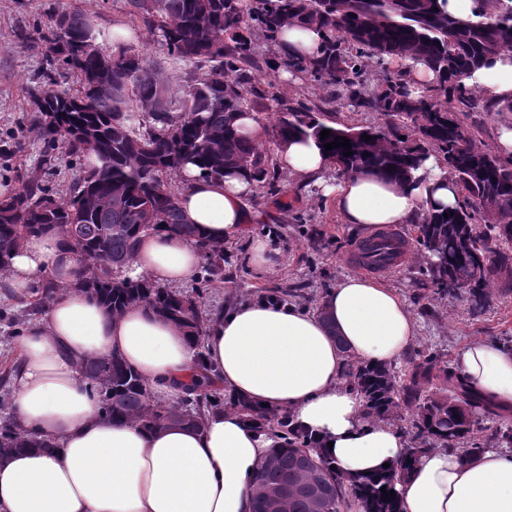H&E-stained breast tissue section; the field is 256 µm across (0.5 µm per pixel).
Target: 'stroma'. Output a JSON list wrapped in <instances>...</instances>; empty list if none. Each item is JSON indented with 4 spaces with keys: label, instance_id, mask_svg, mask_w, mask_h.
Wrapping results in <instances>:
<instances>
[{
    "label": "stroma",
    "instance_id": "1",
    "mask_svg": "<svg viewBox=\"0 0 512 512\" xmlns=\"http://www.w3.org/2000/svg\"><path fill=\"white\" fill-rule=\"evenodd\" d=\"M76 9L92 18L104 46H111L112 33L123 28L133 33L127 42L133 52L157 61L166 55L153 33L131 21L126 0H0V185L9 190H17L25 178L62 194L79 173L62 147L56 149L53 165L43 163V145L32 129L30 98L48 53L47 43L35 31V21ZM276 91L286 103L301 100L315 106L328 99L322 120L331 125L386 123L379 113L349 107L342 99L330 100L329 90L301 74L289 83H277ZM249 207L257 213L250 227L252 236L275 237L281 250L279 264L272 273L258 274L247 259V240L226 242L224 281L211 288L204 300L211 312L223 311L226 298L232 295L251 298L295 287L300 290L295 304L313 312L329 288L345 276L359 274L349 258L366 236L342 222L334 199L316 195L279 170L272 185L259 189ZM399 232L407 243L404 262L381 281L405 300L419 326V338L398 363L399 371H410L429 354L437 355L440 363L452 364L457 350L476 338L512 342V292L493 288L489 307L478 315L472 313L465 296L435 294L428 261L415 244L413 225H400Z\"/></svg>",
    "mask_w": 512,
    "mask_h": 512
}]
</instances>
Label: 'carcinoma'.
Returning a JSON list of instances; mask_svg holds the SVG:
<instances>
[{
  "label": "carcinoma",
  "mask_w": 512,
  "mask_h": 512,
  "mask_svg": "<svg viewBox=\"0 0 512 512\" xmlns=\"http://www.w3.org/2000/svg\"><path fill=\"white\" fill-rule=\"evenodd\" d=\"M127 5L130 17L167 49L165 61L150 62L122 45L115 52L103 49L100 33L83 12H57L37 25L52 55L39 88L30 92L34 130L44 153L61 145L84 170L65 197L23 179L15 193L0 199V272L25 237L55 232L86 266L78 286L112 312L142 303L202 339L210 318L201 302L209 286L223 279L224 245L201 243L206 275L193 297L120 272L133 261L145 233L163 229L199 238L180 208L179 188L168 181L183 165L194 164L215 180L241 171L256 187H265L272 159L239 132L236 120L242 112L274 109L281 113L273 129L276 141L312 137L323 146L343 129L360 132L362 137L351 141L352 155L343 156L342 145L329 151L343 173L369 168L406 180L429 153L438 154L460 202L452 216L432 213L415 225L416 242L431 260L429 277L437 293L455 296L460 286L473 311L490 306L493 278L512 277V157L478 145L475 130L457 113L477 109L462 78L512 48V0H488L482 19L473 22L440 9L438 0H127ZM289 22L322 30L323 49L313 62L288 58L281 67L335 88L357 109L381 113L387 131L332 127L301 101L283 106L270 92L273 83L265 89L257 85L260 66L247 32L258 26L273 41ZM365 55L384 65L413 57L437 73L439 83L416 94L396 69L372 89L359 68ZM66 71L78 78L72 93L55 89L57 76ZM181 75L185 97L173 116L171 78ZM324 129L331 135L323 140ZM486 201L500 223H487ZM53 290L42 280L25 302L27 315L42 313ZM16 370L14 363L0 373V406L10 397ZM82 371L104 418L151 429L168 424L200 429L209 412L230 407L277 439L253 485V512H269L273 500L285 512H310L298 489L318 478L332 491L330 512H349L354 501L362 512H402L399 498L383 494L381 487L396 489L424 451L450 448L476 455L486 449L478 438L484 430L495 445L512 447V426L495 420L490 404L450 368L436 366L433 355L404 379L390 366L347 360L345 378L362 397L367 417L400 421L409 438L405 459L384 473L355 477L332 469L323 450L292 426L285 411L198 384L187 387L185 401L168 405L153 399L147 382L116 354L92 357ZM48 447L12 418L0 421V458Z\"/></svg>",
  "instance_id": "obj_1"
}]
</instances>
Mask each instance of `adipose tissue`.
Returning <instances> with one entry per match:
<instances>
[{"label":"adipose tissue","instance_id":"ef3b65f1","mask_svg":"<svg viewBox=\"0 0 512 512\" xmlns=\"http://www.w3.org/2000/svg\"><path fill=\"white\" fill-rule=\"evenodd\" d=\"M279 47L314 59L322 35L291 23L282 28ZM464 83L498 117L496 150L512 156V52L500 53ZM277 155L288 176L335 197L344 223L366 232L419 223L427 213L455 207L459 198L434 154L410 183L366 169L330 182L334 161L312 139L279 143ZM177 178L183 213L203 237L220 244L249 237L247 201L255 184L246 174L214 180L189 164ZM249 239L255 268L272 271L280 256L276 242ZM200 264L193 241L151 232L141 237L127 275L178 287ZM81 273L54 234L25 238L0 273V288L18 296L40 274L62 287L43 319L17 342L12 415L47 445L0 462V512H252L255 473L274 438L232 409L211 414L200 430L169 425L148 431L102 418L81 366L112 353L170 401L205 366L228 394L288 411L344 474L375 473L403 457L404 435L368 421L343 377L346 359L391 365L417 341L412 312L382 282L347 276L314 313L273 299L229 298L198 344L144 305L112 313L77 287ZM453 371L497 408L512 409V346L471 340L456 352ZM398 491L403 512H512V454L488 449L467 457L435 448L419 458Z\"/></svg>","mask_w":512,"mask_h":512}]
</instances>
